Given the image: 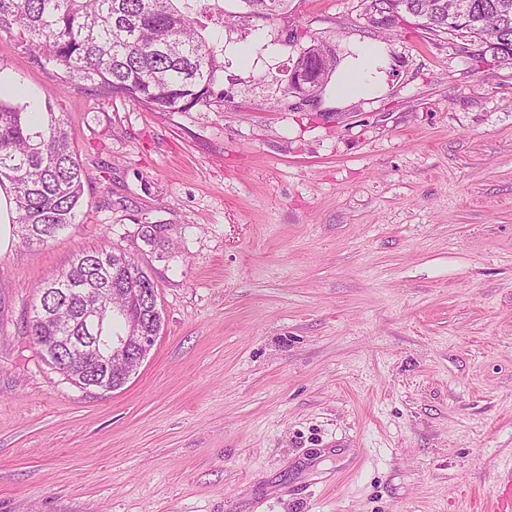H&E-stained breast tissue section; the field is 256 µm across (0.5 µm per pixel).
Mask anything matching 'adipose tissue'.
<instances>
[{"label": "adipose tissue", "mask_w": 512, "mask_h": 512, "mask_svg": "<svg viewBox=\"0 0 512 512\" xmlns=\"http://www.w3.org/2000/svg\"><path fill=\"white\" fill-rule=\"evenodd\" d=\"M389 68L386 44L373 42L351 46L336 68L329 93L331 103L342 107L360 99L382 96L388 90Z\"/></svg>", "instance_id": "ef3b65f1"}]
</instances>
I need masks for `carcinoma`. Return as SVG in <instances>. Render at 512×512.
Listing matches in <instances>:
<instances>
[{"label": "carcinoma", "instance_id": "obj_1", "mask_svg": "<svg viewBox=\"0 0 512 512\" xmlns=\"http://www.w3.org/2000/svg\"><path fill=\"white\" fill-rule=\"evenodd\" d=\"M220 0H0V30L16 32L40 62L63 69L65 81L81 80L134 100L153 112H185L224 99L217 88L224 71V47L202 34L205 22L224 15ZM246 13L272 20L288 0H240ZM462 27L448 33L453 0H364L365 15L376 26H392L403 13L422 20L435 36L462 38L471 55L490 53L512 62V0H470ZM34 112L28 102L0 98V187L14 195L18 237L24 246L43 245L74 226L84 183L91 179L72 145L62 116ZM69 288H91L109 301L130 305L101 328L107 342L127 334L134 320L143 336L160 331L151 314L157 286L131 257L107 249L83 250L71 264L35 287L29 333L37 348L51 343L46 314L78 313L79 298L66 302ZM85 381L114 390L125 379L102 373L88 357Z\"/></svg>", "mask_w": 512, "mask_h": 512}]
</instances>
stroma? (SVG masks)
<instances>
[{"instance_id": "1", "label": "stroma", "mask_w": 512, "mask_h": 512, "mask_svg": "<svg viewBox=\"0 0 512 512\" xmlns=\"http://www.w3.org/2000/svg\"><path fill=\"white\" fill-rule=\"evenodd\" d=\"M223 7L224 99L186 112L0 31V92L50 99L91 174L73 229L0 252V512H478L512 463V64L361 0ZM369 41L385 95L286 94L301 48ZM101 247L162 313L112 391L28 336L35 286ZM246 13L266 20H274L288 8V0H240Z\"/></svg>"}]
</instances>
